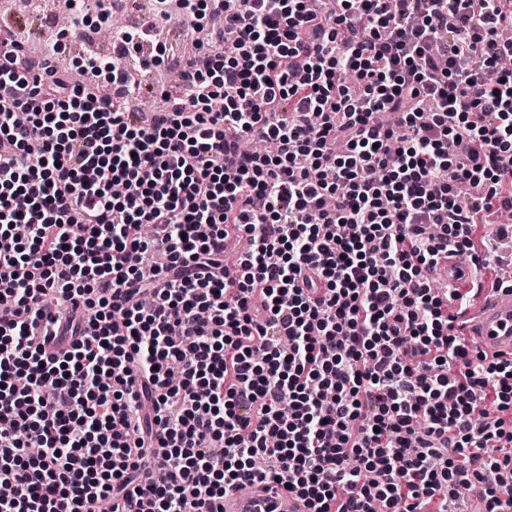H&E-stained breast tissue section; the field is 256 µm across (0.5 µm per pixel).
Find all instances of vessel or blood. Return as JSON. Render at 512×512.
<instances>
[{"instance_id": "b4317fda", "label": "vessel or blood", "mask_w": 512, "mask_h": 512, "mask_svg": "<svg viewBox=\"0 0 512 512\" xmlns=\"http://www.w3.org/2000/svg\"><path fill=\"white\" fill-rule=\"evenodd\" d=\"M459 288H472L477 272L472 263L451 256L431 272ZM479 304L466 312L465 327L476 350L512 359V289H481ZM224 512H307L302 499L278 485L258 486L249 493H232L224 498Z\"/></svg>"}]
</instances>
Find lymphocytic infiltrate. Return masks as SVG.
I'll list each match as a JSON object with an SVG mask.
<instances>
[{
    "label": "lymphocytic infiltrate",
    "instance_id": "obj_1",
    "mask_svg": "<svg viewBox=\"0 0 512 512\" xmlns=\"http://www.w3.org/2000/svg\"><path fill=\"white\" fill-rule=\"evenodd\" d=\"M155 2L224 18L158 112L96 91L136 95L142 38L77 84L0 35V512H223L271 483L310 512H449L461 487L512 512V360L427 277L512 209V10ZM49 309L79 343L45 353Z\"/></svg>",
    "mask_w": 512,
    "mask_h": 512
}]
</instances>
